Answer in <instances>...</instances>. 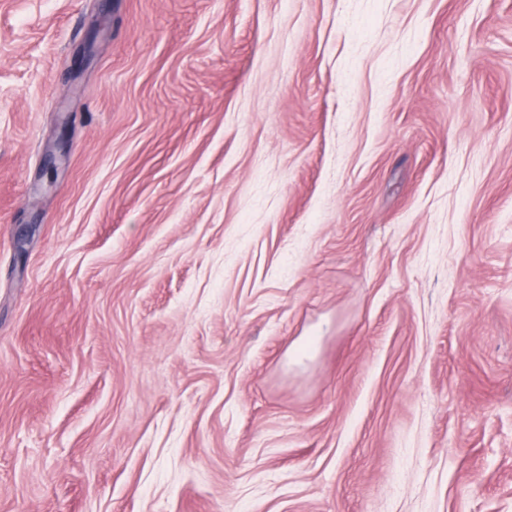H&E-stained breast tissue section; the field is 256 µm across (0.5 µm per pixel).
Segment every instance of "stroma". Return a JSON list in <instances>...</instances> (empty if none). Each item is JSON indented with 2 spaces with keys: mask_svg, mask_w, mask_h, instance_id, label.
Listing matches in <instances>:
<instances>
[{
  "mask_svg": "<svg viewBox=\"0 0 512 512\" xmlns=\"http://www.w3.org/2000/svg\"><path fill=\"white\" fill-rule=\"evenodd\" d=\"M0 512H512V0H0Z\"/></svg>",
  "mask_w": 512,
  "mask_h": 512,
  "instance_id": "stroma-1",
  "label": "stroma"
}]
</instances>
